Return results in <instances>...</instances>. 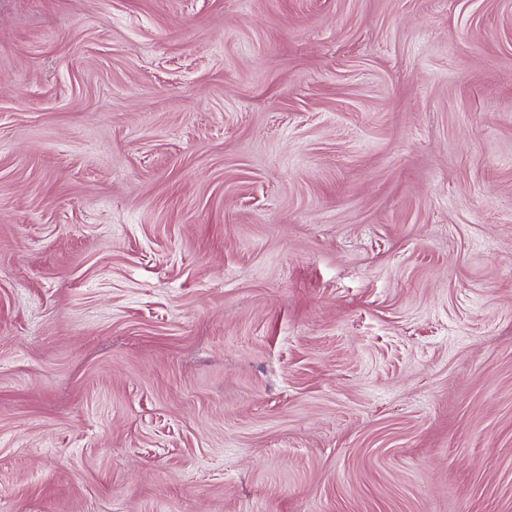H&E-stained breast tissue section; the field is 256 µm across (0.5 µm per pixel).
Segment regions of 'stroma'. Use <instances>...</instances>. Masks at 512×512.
Instances as JSON below:
<instances>
[{
    "instance_id": "stroma-1",
    "label": "stroma",
    "mask_w": 512,
    "mask_h": 512,
    "mask_svg": "<svg viewBox=\"0 0 512 512\" xmlns=\"http://www.w3.org/2000/svg\"><path fill=\"white\" fill-rule=\"evenodd\" d=\"M0 512H512V0H0Z\"/></svg>"
}]
</instances>
